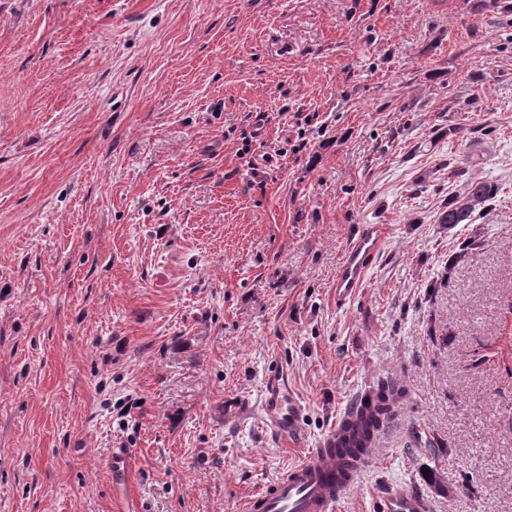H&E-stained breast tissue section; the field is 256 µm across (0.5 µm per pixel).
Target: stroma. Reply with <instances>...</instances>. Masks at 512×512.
Wrapping results in <instances>:
<instances>
[{
	"instance_id": "1",
	"label": "stroma",
	"mask_w": 512,
	"mask_h": 512,
	"mask_svg": "<svg viewBox=\"0 0 512 512\" xmlns=\"http://www.w3.org/2000/svg\"><path fill=\"white\" fill-rule=\"evenodd\" d=\"M383 380L336 512H512V0H0V512H237ZM492 191L491 187L484 184L472 185L465 196L448 206V210L442 214V224H464L476 208L488 200ZM385 238L382 224H366L349 244L336 276V301L350 300L362 285L374 257L380 252ZM402 398L403 392L394 383H382L379 386L372 411L374 428L386 422L393 412L392 408L398 406ZM275 389L264 400L263 419L274 438L288 440L300 434L304 406L299 400L288 395L285 387L283 389L277 386ZM128 451L126 448H116L109 459L108 467L112 474V483L114 482L117 486L123 483L125 485L128 480ZM378 512H428L427 500L416 493L391 485L375 498Z\"/></svg>"
}]
</instances>
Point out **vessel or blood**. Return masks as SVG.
Listing matches in <instances>:
<instances>
[{
  "mask_svg": "<svg viewBox=\"0 0 512 512\" xmlns=\"http://www.w3.org/2000/svg\"><path fill=\"white\" fill-rule=\"evenodd\" d=\"M385 238L382 225H365L349 244L336 276V300L345 303L362 285ZM263 419L271 435L287 440L300 433L302 403L277 390L263 403ZM367 412L358 401L337 421L309 459L291 466L277 480L247 496L239 512H335L337 503L357 485L370 464L369 448L346 452L345 439L351 423ZM377 512H429L427 500L397 486H389L375 498Z\"/></svg>",
  "mask_w": 512,
  "mask_h": 512,
  "instance_id": "obj_1",
  "label": "vessel or blood"
}]
</instances>
